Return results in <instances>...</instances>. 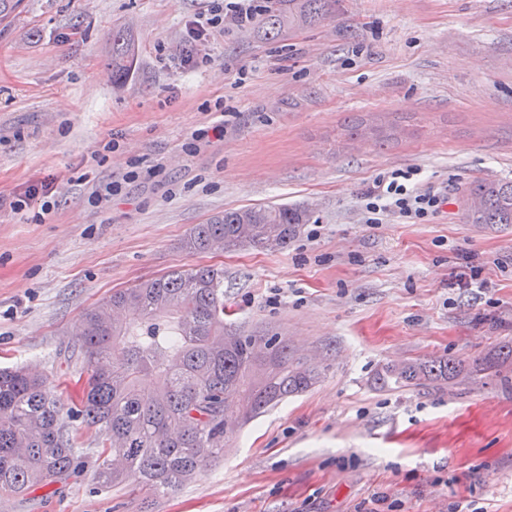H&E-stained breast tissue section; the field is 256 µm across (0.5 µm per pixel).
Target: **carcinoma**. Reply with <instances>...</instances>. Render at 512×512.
Here are the masks:
<instances>
[{"instance_id": "obj_1", "label": "carcinoma", "mask_w": 512, "mask_h": 512, "mask_svg": "<svg viewBox=\"0 0 512 512\" xmlns=\"http://www.w3.org/2000/svg\"><path fill=\"white\" fill-rule=\"evenodd\" d=\"M335 0H267L258 25L266 41L285 28L328 16ZM139 53L125 29L112 31V77L127 78ZM470 224H512V181L484 180L468 189ZM311 212L288 205L227 210L194 225L191 253L288 247ZM79 356L86 373L63 408L41 377L0 369V496L63 484L83 472L68 422L103 432L93 480L100 488L129 481L172 493L224 455V443L252 418L310 388L318 369L294 357L276 336L224 326V270L172 269L112 294L83 314ZM512 346L492 357L386 363L385 387L451 384L461 377H512Z\"/></svg>"}]
</instances>
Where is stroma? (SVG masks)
<instances>
[{"label": "stroma", "instance_id": "obj_1", "mask_svg": "<svg viewBox=\"0 0 512 512\" xmlns=\"http://www.w3.org/2000/svg\"><path fill=\"white\" fill-rule=\"evenodd\" d=\"M221 0H25L0 25V368L82 385L85 310L173 268H224V321L285 340L317 384L246 424L178 491L97 490L93 473L9 498L10 512H512V386L379 387L386 363L472 360L512 342V224H470L465 191L512 180V0H336L332 16L263 40L213 28L180 67L186 28ZM140 46L112 80V32ZM402 118L380 148L345 118ZM224 136L186 150L194 132ZM446 192L424 224L364 221L396 169ZM119 195L90 194L127 171ZM300 205L288 247L192 254L227 209Z\"/></svg>", "mask_w": 512, "mask_h": 512}]
</instances>
